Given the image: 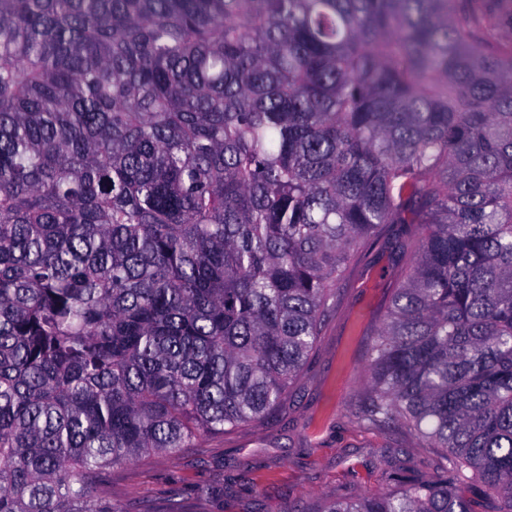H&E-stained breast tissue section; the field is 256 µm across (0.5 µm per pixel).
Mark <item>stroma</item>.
Segmentation results:
<instances>
[{"mask_svg":"<svg viewBox=\"0 0 512 512\" xmlns=\"http://www.w3.org/2000/svg\"><path fill=\"white\" fill-rule=\"evenodd\" d=\"M399 270L388 245L356 254L319 341L282 405L176 458L152 455L105 474L126 512H319L323 503L427 479L444 451L401 423L364 427L369 347L384 321ZM207 494H200V487Z\"/></svg>","mask_w":512,"mask_h":512,"instance_id":"stroma-1","label":"stroma"}]
</instances>
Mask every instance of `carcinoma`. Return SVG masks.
I'll return each mask as SVG.
<instances>
[{"mask_svg":"<svg viewBox=\"0 0 512 512\" xmlns=\"http://www.w3.org/2000/svg\"><path fill=\"white\" fill-rule=\"evenodd\" d=\"M402 281L361 418L512 512V0H0V512L278 406L354 253Z\"/></svg>","mask_w":512,"mask_h":512,"instance_id":"1","label":"carcinoma"}]
</instances>
